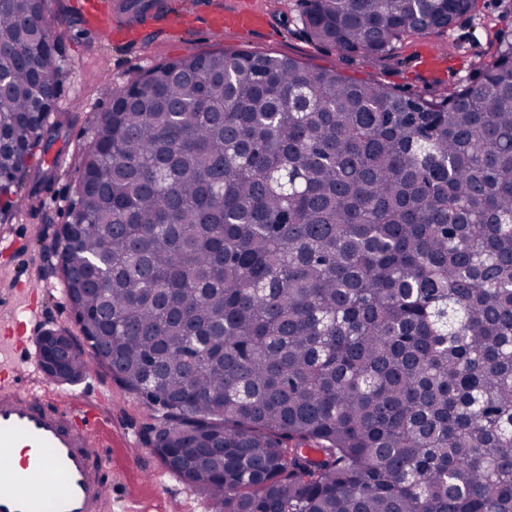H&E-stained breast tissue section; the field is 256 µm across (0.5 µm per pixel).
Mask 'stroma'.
<instances>
[{
    "instance_id": "stroma-1",
    "label": "stroma",
    "mask_w": 512,
    "mask_h": 512,
    "mask_svg": "<svg viewBox=\"0 0 512 512\" xmlns=\"http://www.w3.org/2000/svg\"><path fill=\"white\" fill-rule=\"evenodd\" d=\"M78 0H45V12L59 53L55 57L60 83L49 123H61L56 140L37 146L31 167L53 168V178L35 184L26 178L16 185L12 208L0 211V323L19 311L23 297L39 302V329H62L82 340L81 326L61 291L62 278L48 262L56 233L69 220V205L78 183L80 156L112 105L113 96L150 68L192 54L222 49L289 57L306 65L334 69L343 75L380 83L407 96L430 97L444 89L474 83L504 34L512 33V0H475L474 8L449 31H426L397 44L391 56L369 62L358 55L318 45L299 22L298 0H251L267 24L251 32L225 30L212 37L203 18L183 25L149 28L124 40L108 29L89 27L77 9ZM448 51L439 71L421 69L428 46ZM64 163L52 167L55 156ZM38 191L39 207L27 205ZM50 392L67 391L95 403L112 440V512H211L204 494L167 471L151 446L156 424L142 397L112 380L102 368L64 385L47 380Z\"/></svg>"
}]
</instances>
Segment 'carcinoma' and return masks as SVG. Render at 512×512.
I'll list each match as a JSON object with an SVG mask.
<instances>
[{"instance_id":"1","label":"carcinoma","mask_w":512,"mask_h":512,"mask_svg":"<svg viewBox=\"0 0 512 512\" xmlns=\"http://www.w3.org/2000/svg\"><path fill=\"white\" fill-rule=\"evenodd\" d=\"M475 0H302L367 59ZM57 44L0 0V196L62 123ZM54 253L92 365L213 512H512V37L407 97L287 57L189 54L112 99Z\"/></svg>"}]
</instances>
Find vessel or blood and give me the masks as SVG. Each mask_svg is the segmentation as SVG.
I'll return each instance as SVG.
<instances>
[{
  "mask_svg": "<svg viewBox=\"0 0 512 512\" xmlns=\"http://www.w3.org/2000/svg\"><path fill=\"white\" fill-rule=\"evenodd\" d=\"M78 8L91 27L111 26L110 0H80ZM264 22L247 6L209 14L216 35ZM38 315V305L25 301L0 337V453L19 454L17 464L0 467V512H112L100 410L41 393L17 358L11 337Z\"/></svg>",
  "mask_w": 512,
  "mask_h": 512,
  "instance_id": "obj_1",
  "label": "vessel or blood"
}]
</instances>
